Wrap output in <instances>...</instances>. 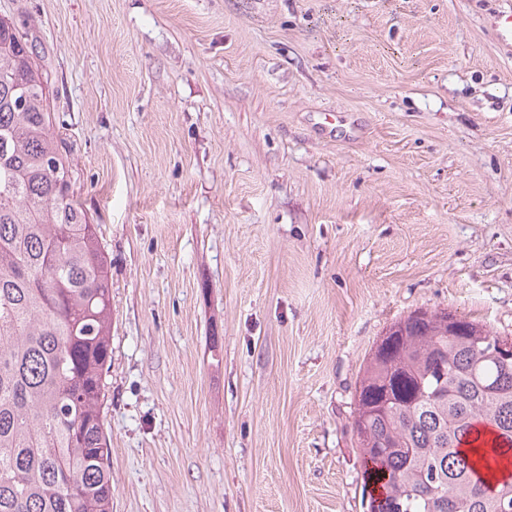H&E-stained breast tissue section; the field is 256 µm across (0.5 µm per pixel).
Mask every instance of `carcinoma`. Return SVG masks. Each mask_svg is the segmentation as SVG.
Masks as SVG:
<instances>
[{
	"label": "carcinoma",
	"instance_id": "1",
	"mask_svg": "<svg viewBox=\"0 0 512 512\" xmlns=\"http://www.w3.org/2000/svg\"><path fill=\"white\" fill-rule=\"evenodd\" d=\"M47 87L27 32L0 17V512H112L110 262L63 192ZM498 339L461 317L448 333L443 309L376 341L353 411L366 512H512V479L479 470L512 458Z\"/></svg>",
	"mask_w": 512,
	"mask_h": 512
}]
</instances>
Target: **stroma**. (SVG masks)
<instances>
[{"instance_id": "35a3bbf8", "label": "stroma", "mask_w": 512, "mask_h": 512, "mask_svg": "<svg viewBox=\"0 0 512 512\" xmlns=\"http://www.w3.org/2000/svg\"><path fill=\"white\" fill-rule=\"evenodd\" d=\"M512 0H0L111 262L112 512H365L386 328L512 336Z\"/></svg>"}]
</instances>
